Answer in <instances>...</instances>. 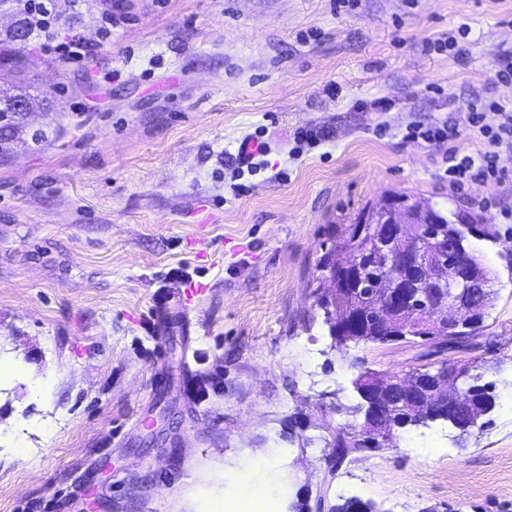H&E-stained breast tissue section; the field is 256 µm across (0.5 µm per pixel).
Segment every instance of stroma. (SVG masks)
Masks as SVG:
<instances>
[{"instance_id":"stroma-1","label":"stroma","mask_w":512,"mask_h":512,"mask_svg":"<svg viewBox=\"0 0 512 512\" xmlns=\"http://www.w3.org/2000/svg\"><path fill=\"white\" fill-rule=\"evenodd\" d=\"M22 20L0 12V34L49 109L0 155V512H212L254 488L279 512H512V150L463 194L411 137L450 123L459 155L482 150L467 113L512 108V0H80L52 41ZM462 26V53L439 50ZM247 137L269 145L252 166ZM390 195L499 236L470 242L495 297L463 344L330 334L331 227ZM198 283L192 310L155 300ZM472 360L497 395L483 431L397 428L331 469L363 423L359 373Z\"/></svg>"}]
</instances>
